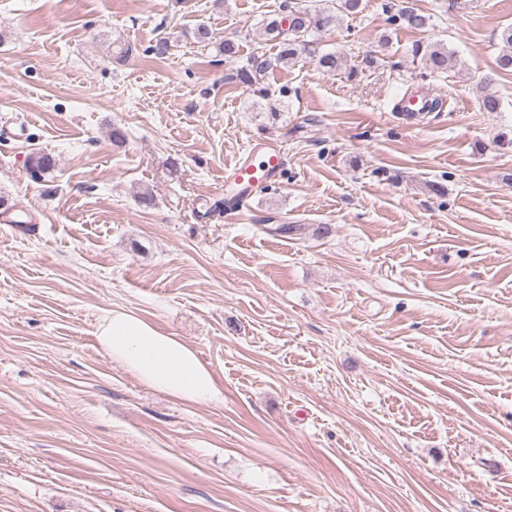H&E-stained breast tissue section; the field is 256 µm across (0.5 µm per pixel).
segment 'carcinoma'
<instances>
[{
  "instance_id": "1",
  "label": "carcinoma",
  "mask_w": 512,
  "mask_h": 512,
  "mask_svg": "<svg viewBox=\"0 0 512 512\" xmlns=\"http://www.w3.org/2000/svg\"><path fill=\"white\" fill-rule=\"evenodd\" d=\"M287 19L274 18L265 25V33L269 39L278 41L279 51L271 55L263 47L253 49L246 63L237 71L240 81L254 91L265 95L267 89L261 82L274 67L292 65L297 62L300 52L309 49L308 37L323 31L348 17H354L363 11V0H335L334 8L300 7L286 5ZM389 9L395 13L389 16V22L394 25H406L412 29L421 30L428 24V19L414 12L408 14L406 9L393 4ZM503 44L497 58V66L503 71L512 70V25L503 28L500 34ZM414 54L422 55L426 69L430 73H443L453 59V54L440 44H430L426 48L416 47ZM374 58L366 57L361 66L369 67ZM317 65L327 73H335L346 67L345 61L334 53H323L317 58ZM359 66V67H361ZM358 66L348 68V77L353 78L359 73Z\"/></svg>"
}]
</instances>
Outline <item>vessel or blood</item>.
<instances>
[{"mask_svg":"<svg viewBox=\"0 0 512 512\" xmlns=\"http://www.w3.org/2000/svg\"><path fill=\"white\" fill-rule=\"evenodd\" d=\"M283 165V157L273 142H252L248 156L238 158L224 172L225 179L234 188L231 198L234 210H242L256 189L278 181Z\"/></svg>","mask_w":512,"mask_h":512,"instance_id":"obj_1","label":"vessel or blood"}]
</instances>
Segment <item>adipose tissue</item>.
Masks as SVG:
<instances>
[{"instance_id": "obj_1", "label": "adipose tissue", "mask_w": 512, "mask_h": 512, "mask_svg": "<svg viewBox=\"0 0 512 512\" xmlns=\"http://www.w3.org/2000/svg\"><path fill=\"white\" fill-rule=\"evenodd\" d=\"M97 340L139 382L182 404L206 405L223 397L217 376L194 347L135 312L108 311L98 325Z\"/></svg>"}]
</instances>
